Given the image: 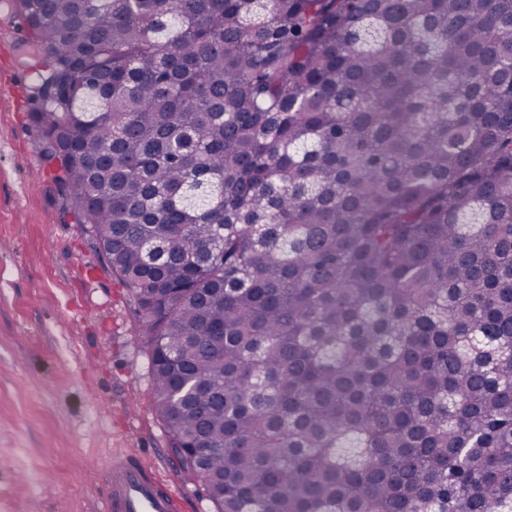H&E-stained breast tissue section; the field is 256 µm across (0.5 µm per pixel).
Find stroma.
I'll use <instances>...</instances> for the list:
<instances>
[{"label": "stroma", "instance_id": "obj_1", "mask_svg": "<svg viewBox=\"0 0 512 512\" xmlns=\"http://www.w3.org/2000/svg\"><path fill=\"white\" fill-rule=\"evenodd\" d=\"M27 36L0 0V512H102L100 467L133 449L208 512L155 412L142 318L44 170Z\"/></svg>", "mask_w": 512, "mask_h": 512}]
</instances>
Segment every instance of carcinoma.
<instances>
[{
	"instance_id": "obj_1",
	"label": "carcinoma",
	"mask_w": 512,
	"mask_h": 512,
	"mask_svg": "<svg viewBox=\"0 0 512 512\" xmlns=\"http://www.w3.org/2000/svg\"><path fill=\"white\" fill-rule=\"evenodd\" d=\"M14 8L219 512H512V0Z\"/></svg>"
}]
</instances>
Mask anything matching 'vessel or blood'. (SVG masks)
<instances>
[{
    "label": "vessel or blood",
    "mask_w": 512,
    "mask_h": 512,
    "mask_svg": "<svg viewBox=\"0 0 512 512\" xmlns=\"http://www.w3.org/2000/svg\"><path fill=\"white\" fill-rule=\"evenodd\" d=\"M104 474L102 512H184L183 497L134 453L113 455Z\"/></svg>",
    "instance_id": "1"
}]
</instances>
